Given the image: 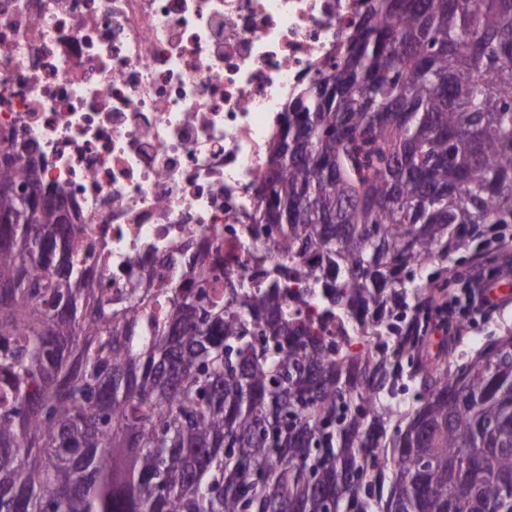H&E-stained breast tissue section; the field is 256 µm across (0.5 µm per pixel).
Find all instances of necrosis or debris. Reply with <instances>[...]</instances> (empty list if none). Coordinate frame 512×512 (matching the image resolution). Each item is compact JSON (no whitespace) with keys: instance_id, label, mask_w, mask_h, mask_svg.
Listing matches in <instances>:
<instances>
[{"instance_id":"4bbe7bcc","label":"necrosis or debris","mask_w":512,"mask_h":512,"mask_svg":"<svg viewBox=\"0 0 512 512\" xmlns=\"http://www.w3.org/2000/svg\"><path fill=\"white\" fill-rule=\"evenodd\" d=\"M361 0H0V152L28 150L41 187L107 246L105 285L186 282L221 253L225 284L279 280L302 320L336 329L303 270L252 221L269 147L326 69Z\"/></svg>"}]
</instances>
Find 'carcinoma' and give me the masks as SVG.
Masks as SVG:
<instances>
[{"label": "carcinoma", "mask_w": 512, "mask_h": 512, "mask_svg": "<svg viewBox=\"0 0 512 512\" xmlns=\"http://www.w3.org/2000/svg\"><path fill=\"white\" fill-rule=\"evenodd\" d=\"M287 112L254 223L325 255L361 354L274 287L211 296L210 259L112 300L105 246L74 260L0 158V512H512V328L425 335L454 254L512 249V0H364Z\"/></svg>", "instance_id": "obj_1"}]
</instances>
